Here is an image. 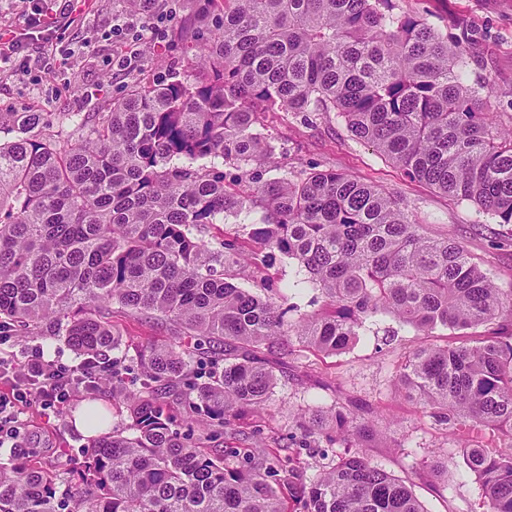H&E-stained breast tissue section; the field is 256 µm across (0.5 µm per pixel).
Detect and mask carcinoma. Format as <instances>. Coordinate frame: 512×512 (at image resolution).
<instances>
[{"label": "carcinoma", "instance_id": "carcinoma-1", "mask_svg": "<svg viewBox=\"0 0 512 512\" xmlns=\"http://www.w3.org/2000/svg\"><path fill=\"white\" fill-rule=\"evenodd\" d=\"M186 42L195 73L135 84L111 111L0 112V333L57 336L112 377L130 423L98 433L74 473L30 456L0 463V512H425L412 490L359 444L368 423L315 409L288 444L204 453L207 437H260L249 416L277 378L260 355L335 354L379 314L428 336L512 321L504 293L454 240L431 238L407 205L334 170L261 183L249 168L274 155L259 112H336L351 133L406 175L512 224V132L492 121V78H471L469 29L448 38L394 0H192ZM52 123L78 139L44 137ZM241 172L224 185V167ZM261 209L252 258L297 264L323 307L293 315L224 277L244 256L207 231ZM177 328L175 345L129 355L112 305ZM138 373L121 384L129 363ZM397 387L445 427L484 512H512V336L458 347L418 346ZM341 443L307 475L291 448Z\"/></svg>", "mask_w": 512, "mask_h": 512}]
</instances>
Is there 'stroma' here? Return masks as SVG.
<instances>
[{
  "mask_svg": "<svg viewBox=\"0 0 512 512\" xmlns=\"http://www.w3.org/2000/svg\"><path fill=\"white\" fill-rule=\"evenodd\" d=\"M400 10L422 15L441 34L452 35L467 24L476 36L472 47L474 76H491L497 105L495 122L512 129V0H396ZM171 19L165 41L147 42L131 67L113 69L119 45L109 33L113 24L132 21L125 0H76L71 23L60 39L34 40L28 65L0 71V110L4 112H105L113 98L143 81L168 83L192 73L198 48L174 39L190 19L186 0H157ZM257 128L275 147L273 163L263 168L270 180L288 172L333 169L374 183L403 199L409 212L431 237L461 242L475 262L487 270L502 291L512 290V225L497 224L490 215L466 202L444 197L432 187L411 180L374 148L355 138L337 113L302 117L287 112L258 114ZM295 263L282 255L265 263H240L227 268L229 282L255 288L262 276L278 287L282 306L308 311L321 293L313 287L291 290ZM112 326L136 343L169 344L173 338L150 319L112 309ZM491 326L470 330L437 329L422 337L388 314L366 325L359 340L346 350L327 355L308 351L288 359L269 358L277 385L266 413L258 416L263 438L285 437L294 431L303 411L340 407L358 418L375 417L380 435L369 441L368 454L390 474L405 481L425 512H483L481 490L441 427L423 418L415 401L395 386L404 356L421 343L456 346L490 335ZM77 394L59 409L40 402L23 406L21 417L35 446L39 463L48 469L81 461L89 438L73 417L85 404Z\"/></svg>",
  "mask_w": 512,
  "mask_h": 512,
  "instance_id": "stroma-1",
  "label": "stroma"
}]
</instances>
